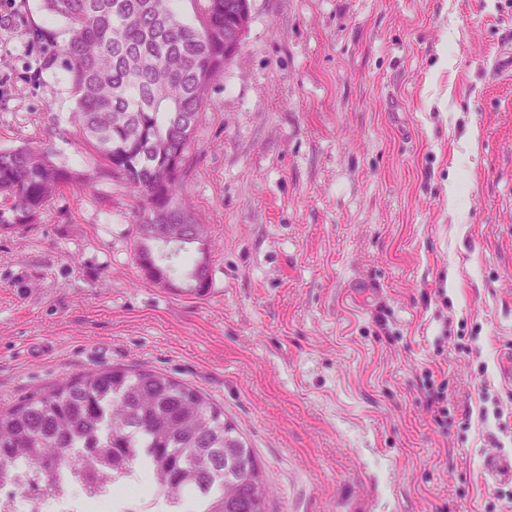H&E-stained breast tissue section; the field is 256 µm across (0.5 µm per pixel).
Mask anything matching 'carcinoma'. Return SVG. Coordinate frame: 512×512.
<instances>
[{"mask_svg": "<svg viewBox=\"0 0 512 512\" xmlns=\"http://www.w3.org/2000/svg\"><path fill=\"white\" fill-rule=\"evenodd\" d=\"M195 21L175 0H42L66 23L57 58L66 72L76 133L112 174L140 196L135 255L153 281L171 282L180 266L186 288L198 296L210 279L195 278L197 261L145 235V215L157 208L165 224L196 227L183 196L185 174L167 160L188 155L209 86L224 71V34L238 40L236 20L249 0H195ZM79 176L49 152L0 150V196L12 201L14 223L27 224L60 186ZM104 436L112 464L126 463L162 494L204 499L201 512H269L271 490L253 450L224 411L190 385L166 374L136 369L89 371L7 408H0V479L11 464L54 455L77 470L81 439Z\"/></svg>", "mask_w": 512, "mask_h": 512, "instance_id": "1", "label": "carcinoma"}]
</instances>
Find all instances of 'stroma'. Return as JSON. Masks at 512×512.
Returning a JSON list of instances; mask_svg holds the SVG:
<instances>
[{
    "label": "stroma",
    "instance_id": "1",
    "mask_svg": "<svg viewBox=\"0 0 512 512\" xmlns=\"http://www.w3.org/2000/svg\"><path fill=\"white\" fill-rule=\"evenodd\" d=\"M249 4L188 154L207 293L144 275L124 179L61 187L0 229V407L152 369L223 410L270 512H512V485L480 467L512 452V79L495 70L512 0ZM14 10L0 149L96 167L53 59L64 22L41 0ZM427 372L448 381L444 430Z\"/></svg>",
    "mask_w": 512,
    "mask_h": 512
}]
</instances>
